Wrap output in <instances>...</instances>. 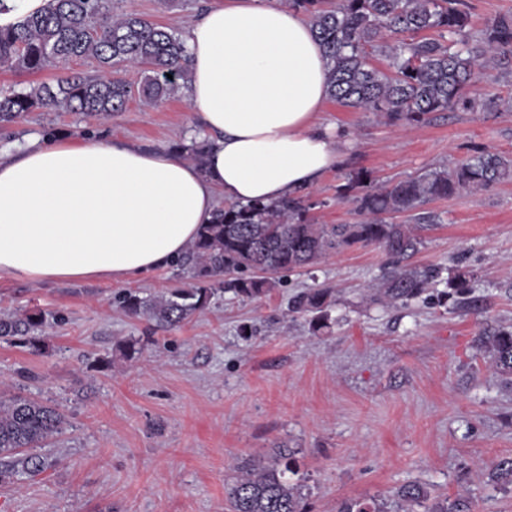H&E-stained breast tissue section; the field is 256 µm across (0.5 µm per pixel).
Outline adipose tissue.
Listing matches in <instances>:
<instances>
[{
	"mask_svg": "<svg viewBox=\"0 0 512 512\" xmlns=\"http://www.w3.org/2000/svg\"><path fill=\"white\" fill-rule=\"evenodd\" d=\"M203 164L115 140L0 152V276L124 282L181 256L219 199L276 201L343 161L317 115L329 63L308 19L264 0H209L184 36Z\"/></svg>",
	"mask_w": 512,
	"mask_h": 512,
	"instance_id": "adipose-tissue-1",
	"label": "adipose tissue"
}]
</instances>
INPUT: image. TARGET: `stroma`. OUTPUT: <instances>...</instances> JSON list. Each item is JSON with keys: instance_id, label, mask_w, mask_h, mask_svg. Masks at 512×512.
I'll return each instance as SVG.
<instances>
[{"instance_id": "35a3bbf8", "label": "stroma", "mask_w": 512, "mask_h": 512, "mask_svg": "<svg viewBox=\"0 0 512 512\" xmlns=\"http://www.w3.org/2000/svg\"><path fill=\"white\" fill-rule=\"evenodd\" d=\"M207 0H115L184 32ZM482 105L425 125H392L374 113L327 102L322 123L347 144L339 168L310 188L322 224L353 222L336 188L350 167L400 180L464 161L473 145L512 157V63L479 71ZM114 139L146 149L190 144L200 128L185 94L154 106L131 101L107 116L35 110L0 125V147L43 136ZM424 244L411 264L442 277L472 271L481 314L450 304L371 303L380 250L352 248L284 275L267 296L223 304L179 327L125 316V290L185 287L169 265L128 283L44 284L0 278V315L38 309L40 353L0 342V395L23 394L66 408L70 424L45 473L0 489V512H225L224 484L247 457L278 444L298 449L316 484L312 512L341 500L390 495L416 481L468 497L474 512H512V486L486 472L512 457V387L483 361L481 336L512 327V180L424 207ZM333 288L328 332L311 334L288 303L303 288ZM254 334L243 337L242 325ZM143 350L124 358L119 344Z\"/></svg>"}]
</instances>
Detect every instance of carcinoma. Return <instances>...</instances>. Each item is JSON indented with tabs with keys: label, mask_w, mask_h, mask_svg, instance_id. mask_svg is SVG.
<instances>
[{
	"label": "carcinoma",
	"mask_w": 512,
	"mask_h": 512,
	"mask_svg": "<svg viewBox=\"0 0 512 512\" xmlns=\"http://www.w3.org/2000/svg\"><path fill=\"white\" fill-rule=\"evenodd\" d=\"M288 7L310 21L329 59L328 99L345 108L374 112L391 124H421L437 112L475 109L477 70L494 68L512 56V14L490 21L474 35L467 0H288ZM387 59L373 65L372 54ZM90 58L102 75H69L20 90L0 89V123H11L34 109L107 115L137 98L159 105L189 82L186 45L174 30L134 13H112V0H51L48 9L26 16L16 28L0 30V69L36 75L55 62ZM138 67L140 81L120 76ZM205 141L173 149L202 160ZM512 179V159L475 149L465 161L380 186L371 172L352 168L337 197L353 205L352 224H319V202L302 192L276 202H230L201 226L178 264L192 271L187 288L159 295L126 291L120 306L130 318L160 327L177 326L208 309L226 293L253 299L267 294L283 273L310 267L331 253L374 246L388 257L380 279L368 287L373 303L407 306L429 293L439 271L404 263L422 244L418 224L392 218L415 212L464 190L485 191ZM470 271L446 281L440 297L468 303ZM330 292L298 293L291 312L310 316L312 332L330 328ZM43 316L25 311L0 317V340L41 350ZM481 349L504 383L512 385V330L499 329L481 340ZM65 416L42 400L0 397V487L44 473L43 447L62 433ZM297 451L280 444L271 457L245 458L238 475L224 485L231 512H311L309 474L300 470ZM490 480L512 485V458L493 464ZM473 512L462 496L434 495L419 482L397 488L391 498H351L337 512Z\"/></svg>",
	"instance_id": "carcinoma-1"
}]
</instances>
